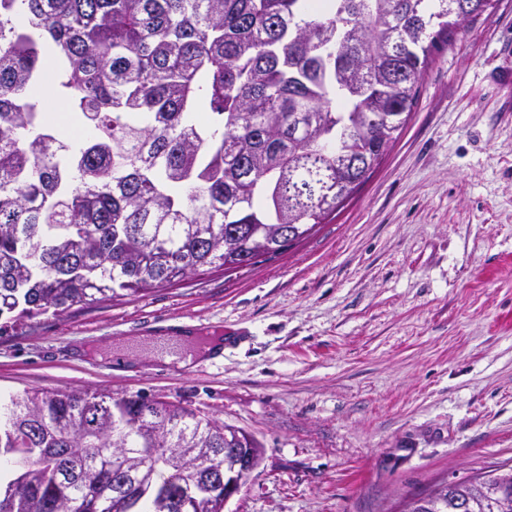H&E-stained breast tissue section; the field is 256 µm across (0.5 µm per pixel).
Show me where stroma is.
I'll return each instance as SVG.
<instances>
[{
    "label": "stroma",
    "instance_id": "stroma-1",
    "mask_svg": "<svg viewBox=\"0 0 512 512\" xmlns=\"http://www.w3.org/2000/svg\"><path fill=\"white\" fill-rule=\"evenodd\" d=\"M169 325L223 337L222 356L165 364L143 339ZM26 388L142 394L249 432L264 458L225 512H402L512 466V0L435 53L333 221L272 261L0 335V393Z\"/></svg>",
    "mask_w": 512,
    "mask_h": 512
}]
</instances>
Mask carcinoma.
<instances>
[{
	"mask_svg": "<svg viewBox=\"0 0 512 512\" xmlns=\"http://www.w3.org/2000/svg\"><path fill=\"white\" fill-rule=\"evenodd\" d=\"M459 28L446 0H0V335L307 238L399 138ZM46 83L92 140L50 132ZM226 448L263 460L187 406L24 389L0 403V512H162ZM487 483L512 491V467L405 512H492Z\"/></svg>",
	"mask_w": 512,
	"mask_h": 512,
	"instance_id": "cac0c4a2",
	"label": "carcinoma"
}]
</instances>
